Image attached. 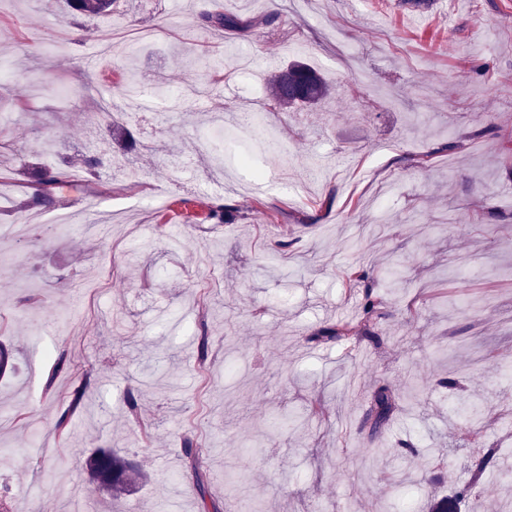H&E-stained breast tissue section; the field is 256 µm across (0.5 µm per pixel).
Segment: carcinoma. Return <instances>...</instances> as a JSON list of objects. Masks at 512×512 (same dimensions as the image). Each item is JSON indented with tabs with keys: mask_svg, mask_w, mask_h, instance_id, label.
Wrapping results in <instances>:
<instances>
[{
	"mask_svg": "<svg viewBox=\"0 0 512 512\" xmlns=\"http://www.w3.org/2000/svg\"><path fill=\"white\" fill-rule=\"evenodd\" d=\"M119 0H66L70 21L77 22V17H95L106 14L117 8ZM198 26L204 29L246 31L253 27L251 21H241L236 16L224 11L222 6H212L198 15ZM272 98L282 108L296 105L317 104L330 94V85L316 70L298 63L289 64L271 73L269 78ZM68 169L57 168L46 170L33 187L30 206L48 207L54 202L53 189L62 182ZM388 300L372 288L365 289L363 316L361 321L353 324L344 320L321 329L312 340L322 343L350 342L359 336L369 339L376 338L375 326L387 315ZM85 397V385L77 386L69 405L58 416L55 430L61 437L70 433L72 415L82 406ZM399 396L391 387L380 383L366 396L367 409L364 426L369 434L381 431L390 422L397 407ZM184 453L188 459L201 499H206L207 477L203 471V451L194 438L184 441ZM502 452L498 448H485L474 458L471 464L472 481L458 489L451 498H441L431 502L428 512H457V503L467 499L485 474L498 470V460ZM90 478L108 494L115 496L122 493L128 486L135 467L121 452L100 448L87 461Z\"/></svg>",
	"mask_w": 512,
	"mask_h": 512,
	"instance_id": "1",
	"label": "carcinoma"
}]
</instances>
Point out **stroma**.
Here are the masks:
<instances>
[{"label":"stroma","mask_w":512,"mask_h":512,"mask_svg":"<svg viewBox=\"0 0 512 512\" xmlns=\"http://www.w3.org/2000/svg\"><path fill=\"white\" fill-rule=\"evenodd\" d=\"M211 3L123 0L77 26L48 0H0V206L28 218L43 167L107 149L98 177L73 172L39 208L50 229L0 238V339L16 363L0 380V494L12 512H420L425 492L469 481L459 401L483 404V447L512 433V0L427 14L222 0L244 20L275 15L242 35L197 26ZM131 40L148 107L115 87ZM241 48L257 79L225 75ZM270 57L320 71L328 105L214 137L266 103ZM214 203L232 218L202 221ZM353 265L389 300L379 343L312 342L361 317V290L343 284ZM51 352L71 361L52 383ZM379 383L400 400L372 438L361 395ZM188 434L206 451L205 499ZM99 448L146 480L99 490L86 469ZM85 384H80L73 391L69 405L58 416L55 430L61 437H67L70 433V420L72 415L82 406L85 397Z\"/></svg>","instance_id":"stroma-1"}]
</instances>
